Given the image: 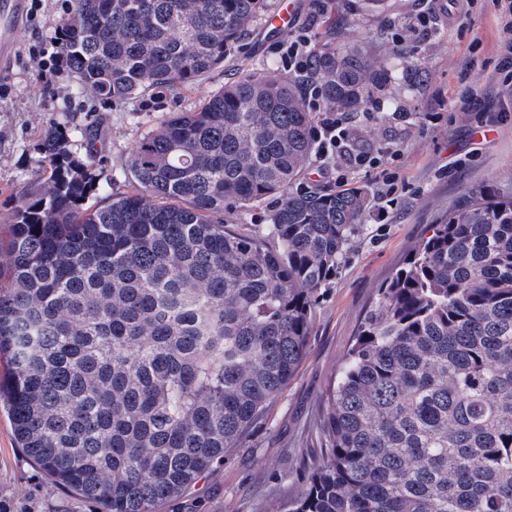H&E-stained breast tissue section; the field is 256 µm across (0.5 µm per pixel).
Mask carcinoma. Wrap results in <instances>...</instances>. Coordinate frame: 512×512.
Segmentation results:
<instances>
[{"instance_id": "cac0c4a2", "label": "carcinoma", "mask_w": 512, "mask_h": 512, "mask_svg": "<svg viewBox=\"0 0 512 512\" xmlns=\"http://www.w3.org/2000/svg\"><path fill=\"white\" fill-rule=\"evenodd\" d=\"M75 86L111 103L198 84L268 0H69ZM387 57L326 42L307 79L362 112ZM304 81L249 70L125 160L132 191L51 130L0 247V384L17 445L102 512H157L237 447L294 376L365 188L294 193ZM88 157L102 152L86 128ZM279 199L266 231L233 211ZM377 291L327 396L325 453L278 512H512V198L471 190Z\"/></svg>"}]
</instances>
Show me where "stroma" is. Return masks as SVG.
I'll return each instance as SVG.
<instances>
[{
    "instance_id": "stroma-1",
    "label": "stroma",
    "mask_w": 512,
    "mask_h": 512,
    "mask_svg": "<svg viewBox=\"0 0 512 512\" xmlns=\"http://www.w3.org/2000/svg\"><path fill=\"white\" fill-rule=\"evenodd\" d=\"M299 2L296 29L316 34L332 29L337 43L380 44L388 50V81L374 90L367 106L374 117H357L354 126L368 134L364 152L374 155L386 142L399 144L402 156L390 169L408 190L384 223L365 215L358 242L319 292L312 334L296 374L269 402L263 418L239 447L225 450L222 465L180 497L162 503L158 512H273L296 497L324 453L319 418L326 395L377 288L402 266L425 224L466 191L487 187L512 195V87L503 86L496 69L505 45L500 0H460L462 20L444 18L426 26L419 25V15L445 0H386L378 12L365 11L361 0ZM67 17V0H37L14 65L0 76V233L7 229L16 193L41 175L37 145L47 130L69 133L78 153L81 128L95 123L104 143L94 160L102 172L97 199L105 203L129 189L124 161L136 140L169 113L192 110L240 73L229 61L180 95L159 90L106 105L77 91L70 73L49 82L38 73L36 46L50 43ZM280 41L261 21L238 54L253 70L280 74ZM409 61L418 67L411 76L405 73ZM468 90L496 116L488 136L477 134L482 115L464 107ZM425 112L441 113V123L423 127ZM0 507L6 512H99L95 501L62 488L17 448L1 410Z\"/></svg>"
}]
</instances>
